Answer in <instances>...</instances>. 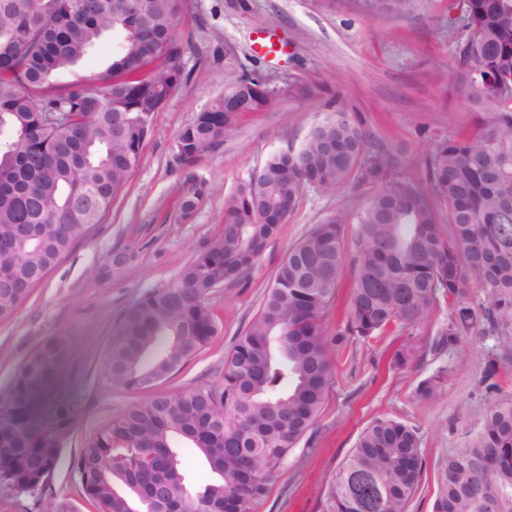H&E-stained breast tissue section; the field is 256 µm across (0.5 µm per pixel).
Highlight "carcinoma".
Listing matches in <instances>:
<instances>
[{"label": "carcinoma", "mask_w": 512, "mask_h": 512, "mask_svg": "<svg viewBox=\"0 0 512 512\" xmlns=\"http://www.w3.org/2000/svg\"><path fill=\"white\" fill-rule=\"evenodd\" d=\"M181 0H0V320L103 223L138 167L155 114L183 81L175 26ZM121 43L103 69L69 82L106 33ZM452 81L477 129L438 141L423 182L392 174L390 150H372L353 116L338 112L302 146L274 152L224 199L220 239L171 282L123 314L101 362L115 389L167 380L210 342L208 299L242 276L297 204L301 191L333 192L352 180L374 187L357 214L349 331L367 338L415 328L439 296L451 307L439 343L484 321L512 349V0H448ZM272 102L244 77L179 134L176 161L193 165L235 118ZM68 114L62 131L46 112ZM200 187L181 200L193 214ZM338 209L288 248L262 305L224 358L216 386L153 394L99 426L74 460L80 494L95 512H254L288 454L313 428L332 381L325 314L344 263ZM476 286L487 304L474 306ZM46 339L19 367L0 404V488L42 499L74 428L66 401L45 405L68 357ZM216 475L187 485L176 442ZM426 459L417 432L372 421L333 477L327 512H408ZM432 512H512V402L494 407L478 437L440 463Z\"/></svg>", "instance_id": "obj_1"}]
</instances>
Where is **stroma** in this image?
<instances>
[{"instance_id": "1", "label": "stroma", "mask_w": 512, "mask_h": 512, "mask_svg": "<svg viewBox=\"0 0 512 512\" xmlns=\"http://www.w3.org/2000/svg\"><path fill=\"white\" fill-rule=\"evenodd\" d=\"M176 40L184 80L157 113L140 165L91 237L0 321V401L20 364L45 339L69 342L53 398L73 405L75 426L51 489L78 507L83 501L73 460L81 444L145 396L111 388L99 373L120 318L219 239L227 194L268 155L297 149L316 124L339 112L356 117L371 143L392 149L394 175L417 181L426 177L433 143L469 135L477 122L451 79L448 0H405L391 15L373 11L365 0H183ZM246 75L269 82L271 105L239 113L193 166L177 164L174 150L183 128ZM195 185L206 194L186 219L179 203ZM370 193V186L356 184L333 193L305 188L255 264L211 295L217 335L157 391L220 383L225 355L257 314L288 248L330 212L361 209ZM355 231L352 223L343 228L345 263L326 318L337 338L328 398L254 512H324L332 476L362 429L380 417L417 429L426 466L409 510L432 512L441 461L471 443L493 406L512 400V350L486 326L475 325L452 346L436 347L451 314L446 298L438 299L420 327L393 326L366 339L348 334ZM118 251L129 259L114 273ZM405 346L416 356L402 367L395 354ZM490 358L497 363L491 379L485 376ZM429 378L437 381L436 394L419 397V384Z\"/></svg>"}]
</instances>
